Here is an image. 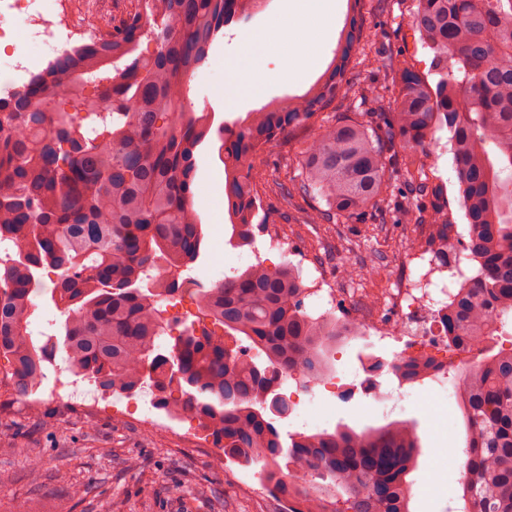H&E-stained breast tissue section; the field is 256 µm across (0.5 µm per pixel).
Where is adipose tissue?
Masks as SVG:
<instances>
[{"instance_id":"1","label":"adipose tissue","mask_w":512,"mask_h":512,"mask_svg":"<svg viewBox=\"0 0 512 512\" xmlns=\"http://www.w3.org/2000/svg\"><path fill=\"white\" fill-rule=\"evenodd\" d=\"M335 0H283L281 11L270 23L238 36L234 67L224 75L225 99L255 96L270 81L286 80L302 74L324 53L335 20ZM274 42L287 52L282 70L268 72L260 65L263 45Z\"/></svg>"}]
</instances>
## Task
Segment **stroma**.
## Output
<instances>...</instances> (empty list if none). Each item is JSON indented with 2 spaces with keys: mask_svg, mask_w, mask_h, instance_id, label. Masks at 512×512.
<instances>
[{
  "mask_svg": "<svg viewBox=\"0 0 512 512\" xmlns=\"http://www.w3.org/2000/svg\"><path fill=\"white\" fill-rule=\"evenodd\" d=\"M281 2L269 0L248 23L225 28L205 65L189 79L195 110L212 112L215 123L229 124L270 101L287 103L307 95L326 72L354 21L368 39L348 64L349 81H380L387 97H394L396 87L390 74L377 70L375 64L395 57L429 82L438 79L434 53L411 25L415 0H358L354 5L343 4L322 64L312 66L303 81L275 83L259 96L225 104L224 71L237 53L239 32L248 26L262 27L278 12ZM360 110L352 94H338L313 120L288 128L273 147L256 157L255 165L264 173L257 191L269 222L255 227L254 234L266 245L262 259L267 265L286 260L301 274L323 276L346 305L369 317L387 319L391 313L386 298L391 288L406 274L436 272L425 247L434 225L310 224L306 214L314 199L287 201L278 190L279 184L298 177L301 153L320 124L358 118ZM450 137L448 129L437 131L428 158L414 170V179L443 189L453 223L447 275L457 287L463 277L476 274L477 266L463 249L469 226ZM196 164L193 207L201 219L204 246L191 276L212 284L244 270L254 258L250 248L230 242L224 165L217 157L216 142L200 150ZM273 231L287 240L289 256L268 246ZM414 238L419 239V247H411ZM380 382L385 389L404 390L400 417L413 422L421 438V453L411 475L410 512H448L451 499L460 491L459 476L439 473L438 451L446 445L461 447L465 437L453 386L439 392L430 391L424 382L403 386L387 371ZM281 391L292 403L288 417L275 422L284 437L301 426L321 432L340 424L360 430L381 422L370 404L359 397L344 401L325 390L310 401L291 380L283 383ZM196 429L205 438L204 447L188 445L163 431L146 432L127 416L95 419L80 407L63 408L49 397L37 413H30L14 388L10 367L0 358V512H282V501L259 478L243 485L237 462H216L217 448L209 426L200 421Z\"/></svg>",
  "mask_w": 512,
  "mask_h": 512,
  "instance_id": "1",
  "label": "stroma"
}]
</instances>
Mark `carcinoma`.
Returning a JSON list of instances; mask_svg holds the SVG:
<instances>
[{
    "mask_svg": "<svg viewBox=\"0 0 512 512\" xmlns=\"http://www.w3.org/2000/svg\"><path fill=\"white\" fill-rule=\"evenodd\" d=\"M264 2L134 0L99 38L0 97V240L12 243L0 258V357L22 396L44 377L48 359L28 325L39 274L49 270L57 274L51 299L65 310L51 342L75 372L105 389L147 382L159 393L180 389L181 400L161 406L210 423L225 458L264 461L259 477L283 500V512H410L420 448L413 423L341 425L288 445L274 425L290 410L279 392L284 377L320 380L336 337L360 333L305 312L299 270L257 263L235 272L196 295L209 323L184 327L186 340L168 350L157 342L173 332L161 302L191 284L183 273L204 238L192 197L196 152L213 120L187 108L186 76L204 65L224 28ZM412 26L435 51L440 79L433 86L398 61L379 63L399 76L393 110L384 86L347 84L346 63L361 36L355 28L314 93L218 127L229 221L245 241L253 225L268 223L255 190L261 174L248 161L347 86L360 99L361 120L323 126L301 152L300 177L280 185V194L324 202L311 209L309 224L367 215L375 224H435L426 246L446 265L448 216L440 205L426 215L408 200L442 195L437 185L415 182L410 168L448 128L469 222L465 250L478 271L451 296L445 335L475 348L512 328V0H416ZM33 104L69 110L31 112ZM173 363L178 377L168 373ZM432 369L413 357L393 367L403 384ZM457 405L465 427L462 512H512V349L484 355ZM285 467L307 478L290 480Z\"/></svg>",
    "mask_w": 512,
    "mask_h": 512,
    "instance_id": "carcinoma-1",
    "label": "carcinoma"
}]
</instances>
